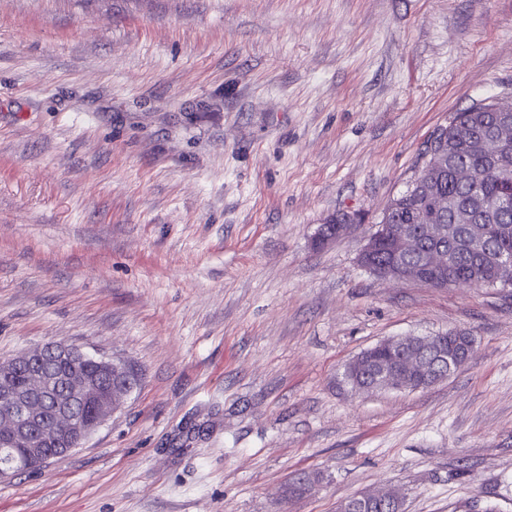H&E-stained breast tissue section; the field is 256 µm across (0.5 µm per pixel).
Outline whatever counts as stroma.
<instances>
[{
	"instance_id": "1",
	"label": "stroma",
	"mask_w": 512,
	"mask_h": 512,
	"mask_svg": "<svg viewBox=\"0 0 512 512\" xmlns=\"http://www.w3.org/2000/svg\"><path fill=\"white\" fill-rule=\"evenodd\" d=\"M512 100V0H0V362L51 342L137 386L0 512H512V288L358 253L454 113ZM364 215L312 245L324 220ZM463 331L416 391L376 343ZM315 474L290 493L300 473ZM377 240L376 233H373L369 238L367 239V242L361 249L359 253V263L369 270L374 275L385 279V280H392V281H406V280H416L415 271H412L409 268H406L402 265L394 263L390 267H379L376 265L371 264L369 261L370 253L372 251V248L374 246V243ZM400 354L396 351H389L387 349H375L368 353L362 359L355 363H350L345 367L344 378L352 385L359 386V390L370 391L375 390L371 385H378L379 381L382 384L379 389H391L405 391L408 386L403 381H398V378L388 373L386 370L381 369L390 365L399 358ZM380 374V375H379ZM379 375L380 380H377ZM370 386V387H362ZM355 502L349 503V508L353 509L355 506L363 505V506H374L379 504H390L391 506L399 505L401 503V499L398 495L392 491L391 489H379L371 492H362L355 496Z\"/></svg>"
}]
</instances>
